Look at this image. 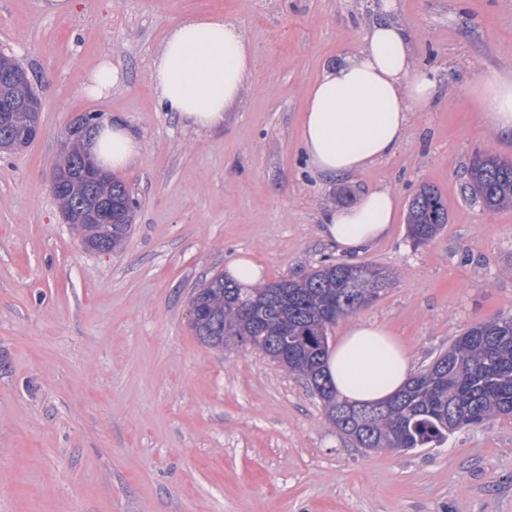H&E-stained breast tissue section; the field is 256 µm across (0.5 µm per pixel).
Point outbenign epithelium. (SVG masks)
Listing matches in <instances>:
<instances>
[{"instance_id": "obj_1", "label": "benign epithelium", "mask_w": 512, "mask_h": 512, "mask_svg": "<svg viewBox=\"0 0 512 512\" xmlns=\"http://www.w3.org/2000/svg\"><path fill=\"white\" fill-rule=\"evenodd\" d=\"M0 72L10 76L13 85L31 84L26 70L12 55L0 53ZM0 110L8 113L6 125L0 128V152L22 149L41 133L42 101L40 97L5 95L0 98ZM102 115L74 117L65 132L67 148L53 168L50 188L54 196H68L73 205L64 212L71 225H98L100 237L91 242L78 233L84 249L96 253L112 252V223L123 218L120 211L112 210L109 198L92 200L100 188L111 180V173L101 168L91 153L83 149L102 126Z\"/></svg>"}]
</instances>
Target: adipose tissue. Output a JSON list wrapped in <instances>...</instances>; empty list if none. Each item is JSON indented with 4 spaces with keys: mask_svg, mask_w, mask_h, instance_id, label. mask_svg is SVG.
Masks as SVG:
<instances>
[{
    "mask_svg": "<svg viewBox=\"0 0 512 512\" xmlns=\"http://www.w3.org/2000/svg\"><path fill=\"white\" fill-rule=\"evenodd\" d=\"M397 9V0H381L361 47L325 65L306 94L301 141L319 176L356 175L392 157L411 113L425 111L435 99L436 73L416 65L409 30L391 19ZM255 64L234 22L220 13L194 14L167 31L148 79L165 111L194 130L212 131L223 126L225 111L241 96ZM472 90L481 121L497 137L512 140V75L477 71ZM88 148L109 171L120 172L141 155L143 144L115 123L105 125ZM395 214L392 192L370 189L354 205L323 210L322 234L339 251L358 253L387 234ZM326 371L340 396L372 403L399 391L412 366L384 328L360 323L329 352Z\"/></svg>",
    "mask_w": 512,
    "mask_h": 512,
    "instance_id": "1",
    "label": "adipose tissue"
}]
</instances>
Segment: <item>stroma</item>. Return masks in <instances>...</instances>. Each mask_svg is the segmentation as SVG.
<instances>
[{
  "label": "stroma",
  "instance_id": "obj_1",
  "mask_svg": "<svg viewBox=\"0 0 512 512\" xmlns=\"http://www.w3.org/2000/svg\"><path fill=\"white\" fill-rule=\"evenodd\" d=\"M0 0V51L42 99V134L0 152V512H512V418L433 448L356 447L320 399L269 357L204 345L189 325L196 288L239 252L268 281L344 254L321 233L340 189L389 187L397 219L354 256L392 285L339 318L386 328L422 372L470 326L512 316V208L465 190L475 153L512 159L480 123L476 69L512 72V0H398L415 62L438 71L395 155L344 179L313 176L300 147L309 87L358 45L363 0ZM233 17L256 67L222 130L163 111L147 78L166 29L190 14ZM111 59L110 96L80 94ZM124 121L141 156L120 178L140 202L121 252L86 251L49 192L75 113ZM439 190L448 222L416 247L408 204Z\"/></svg>",
  "mask_w": 512,
  "mask_h": 512
}]
</instances>
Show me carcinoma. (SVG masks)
Masks as SVG:
<instances>
[{
  "mask_svg": "<svg viewBox=\"0 0 512 512\" xmlns=\"http://www.w3.org/2000/svg\"><path fill=\"white\" fill-rule=\"evenodd\" d=\"M466 189L488 209L512 207V159L492 152L475 157ZM112 193L127 212L134 201L127 185L111 180ZM448 223L440 192L424 185L409 203L407 236L415 246L433 240ZM393 273L373 263H325L300 279L282 278L241 288L217 275L194 294L202 316L191 324L200 342L213 347L235 337L239 345L277 358L281 366L308 376L324 397L328 420L357 447L405 451L440 443L458 429L512 417V317L479 322L464 331L425 371L394 396L371 405L337 395L325 374L328 336L336 321L361 309L360 297L373 296L393 282Z\"/></svg>",
  "mask_w": 512,
  "mask_h": 512,
  "instance_id": "1",
  "label": "carcinoma"
}]
</instances>
